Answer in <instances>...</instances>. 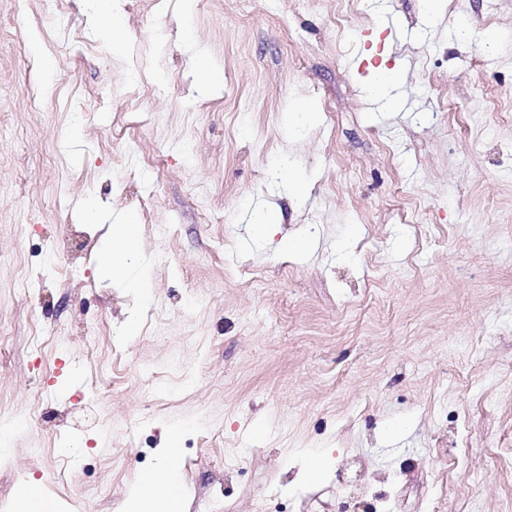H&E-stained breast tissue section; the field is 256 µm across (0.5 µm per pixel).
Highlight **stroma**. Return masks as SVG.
<instances>
[{"mask_svg":"<svg viewBox=\"0 0 512 512\" xmlns=\"http://www.w3.org/2000/svg\"><path fill=\"white\" fill-rule=\"evenodd\" d=\"M125 13L116 50L89 0L55 24L0 0V512L26 482L57 512H117L171 425L186 512H512V0ZM383 62L395 109L370 93ZM90 198L137 216L149 297L102 269ZM259 204L307 250L260 238ZM36 326L56 338L37 354ZM183 39L187 43L193 44L197 47V50L191 57V63L198 71L199 75L202 76L203 82H205L204 84L207 86L221 84L223 82L222 73L211 68L207 60L206 52L198 45L195 39H193V33L190 27H185L183 31Z\"/></svg>","mask_w":512,"mask_h":512,"instance_id":"obj_1","label":"stroma"}]
</instances>
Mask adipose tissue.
<instances>
[{
  "label": "adipose tissue",
  "mask_w": 512,
  "mask_h": 512,
  "mask_svg": "<svg viewBox=\"0 0 512 512\" xmlns=\"http://www.w3.org/2000/svg\"><path fill=\"white\" fill-rule=\"evenodd\" d=\"M112 246L106 252L104 267L123 278L127 287L148 295L150 281L142 274L130 273L129 267L138 253L140 226L135 215L124 216L110 225ZM175 429H168L160 464L136 485L120 512H182L184 476Z\"/></svg>",
  "instance_id": "1"
}]
</instances>
